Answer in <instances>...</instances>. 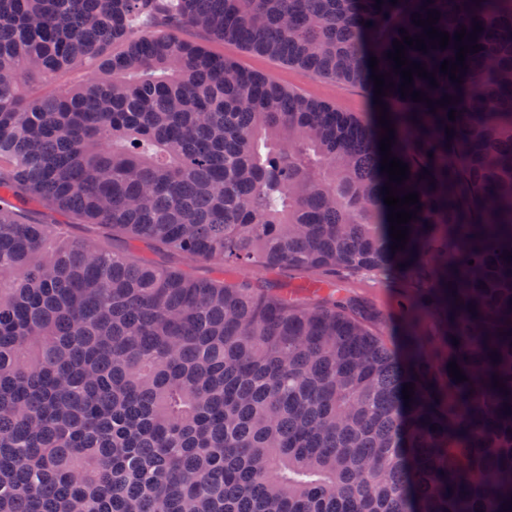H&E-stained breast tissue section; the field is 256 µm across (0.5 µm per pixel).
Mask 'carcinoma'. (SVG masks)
Masks as SVG:
<instances>
[{
  "mask_svg": "<svg viewBox=\"0 0 512 512\" xmlns=\"http://www.w3.org/2000/svg\"><path fill=\"white\" fill-rule=\"evenodd\" d=\"M429 10L449 45L406 58L430 108L387 57ZM478 22L458 84L441 63ZM187 28L337 82L379 60L397 195L421 206L405 248L379 113ZM27 203L216 276L69 240ZM248 265L395 272L402 349L351 296L224 278ZM0 512H512V0H0ZM209 49L224 53V57L269 75L279 83L300 93L335 105L344 112H374L375 90L370 86L338 83L311 73L302 72L275 59L248 53L241 47L227 42L209 39L205 34L194 32L188 35Z\"/></svg>",
  "mask_w": 512,
  "mask_h": 512,
  "instance_id": "1",
  "label": "carcinoma"
}]
</instances>
